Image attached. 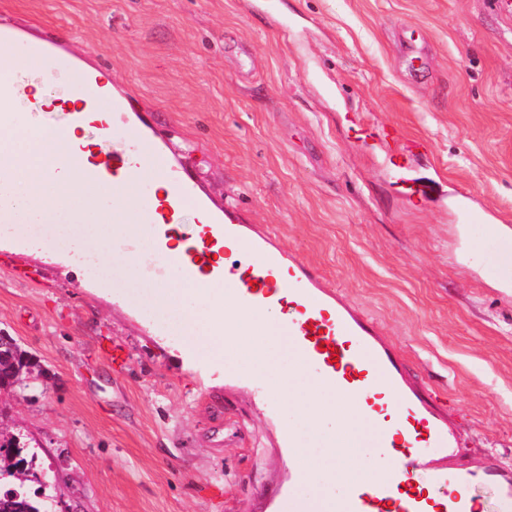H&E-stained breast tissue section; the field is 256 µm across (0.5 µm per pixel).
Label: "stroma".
<instances>
[{"instance_id":"stroma-1","label":"stroma","mask_w":512,"mask_h":512,"mask_svg":"<svg viewBox=\"0 0 512 512\" xmlns=\"http://www.w3.org/2000/svg\"><path fill=\"white\" fill-rule=\"evenodd\" d=\"M0 24L111 82L109 154L155 141L211 211L369 317L446 415L449 469L512 472L502 243L453 205L512 225V0H0ZM81 234L0 233V332L42 370L0 392L28 486L53 512H285L267 380L191 349Z\"/></svg>"}]
</instances>
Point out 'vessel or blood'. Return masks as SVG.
<instances>
[{"label": "vessel or blood", "instance_id": "vessel-or-blood-1", "mask_svg": "<svg viewBox=\"0 0 512 512\" xmlns=\"http://www.w3.org/2000/svg\"><path fill=\"white\" fill-rule=\"evenodd\" d=\"M18 37L0 30V109H20L14 72ZM86 107L66 113L70 124H80L105 134L112 128V115L98 110L107 89L96 77H88L84 90ZM126 169L136 176L137 165L113 159L111 166H87L83 174L92 181L108 178L112 170ZM190 183L171 178L166 195L150 209L159 248L170 240L190 239L178 262L185 278L224 275L237 284V299L246 309H288L289 334L305 363L337 392L355 391L365 397V410L376 421L375 440L387 449L393 463L382 480L350 485L344 494L345 512H483L478 494L469 492L466 473L435 465L429 449L447 452L450 431L445 418L432 411L419 392L403 377L402 364L382 343L369 319L319 285L314 271L294 260L282 263L270 253L266 238L245 236L232 218L209 215L205 206L194 205ZM195 207L196 222L184 230L188 207ZM237 241L256 256L253 264L225 263L215 267L210 255Z\"/></svg>", "mask_w": 512, "mask_h": 512}]
</instances>
